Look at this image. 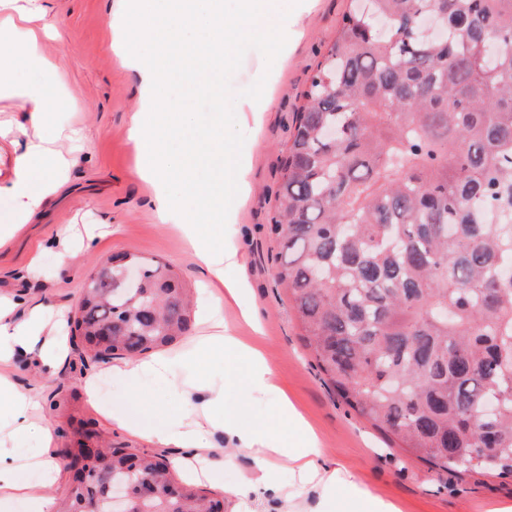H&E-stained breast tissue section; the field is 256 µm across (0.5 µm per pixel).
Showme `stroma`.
<instances>
[{"label": "stroma", "instance_id": "1", "mask_svg": "<svg viewBox=\"0 0 512 512\" xmlns=\"http://www.w3.org/2000/svg\"><path fill=\"white\" fill-rule=\"evenodd\" d=\"M37 3L52 26L43 50L54 69L21 68L16 80L22 85L77 88V104H60L59 127L83 129L86 142L77 152L78 163L64 197L41 220L26 225L0 247V296L19 300L17 315L21 318L39 305L48 324H55L61 316L73 319L84 286L100 261L120 252L166 263L185 287L198 291L205 277L203 268L186 252L180 230L160 223L155 206L158 186L138 175L140 159L128 130L144 93L139 73L112 48V13L117 0ZM351 6L352 0H276L274 10L256 15L251 25L262 30L287 21V59L276 61L273 49L262 39L244 40L236 46L235 63L226 69L220 88L212 94L197 93L194 99L193 112L205 120L217 106L235 112L261 87L270 89L262 123L246 114L224 127L225 147L248 168L251 180L248 197L234 221L224 227V248L237 253L235 263L225 264L224 276L245 275L242 301L259 310L262 329L254 331L241 318L239 303L225 302L221 316L231 335L263 351L278 384L316 430L323 455L356 475L357 488L337 485L334 512H355L356 494L361 489L397 501L401 512H484L485 504L512 501V478L440 470L393 447L328 386L300 336L287 292L274 279L270 256L276 244L268 237L266 226L278 204L281 159L309 78ZM106 224L111 225L112 234L100 238L90 255L78 256L66 268L59 265L52 244L62 230H69L71 244L77 247L88 232ZM200 334V327H193L190 335L163 347V354L175 358L169 377L147 375L134 385L109 376L104 363H85L76 338L68 339L69 358L55 375L41 374L23 358L0 365V375L34 397L36 425L53 429L52 454L61 471L57 482L45 488L46 495L57 500L68 493L71 478L63 451L75 447L84 425L97 430L108 448L160 451L170 460L181 456V449H158L151 438L119 427L112 415L120 412L136 423L157 424L182 407L175 382L202 373L221 382L225 355H212L199 368L178 359ZM94 373L100 381L111 382L112 389L92 401L86 395L85 380ZM245 397L246 417L261 424L270 440H283L288 429L275 414L271 396L250 390ZM206 443L213 449L204 464L208 476L195 486L201 494L223 499L225 512H234L238 504L235 492L253 476L254 457L227 445L217 432L207 433ZM277 480L282 496L273 502L276 512H292L296 507L310 512L317 507L319 488L302 483L288 462L279 463Z\"/></svg>", "mask_w": 512, "mask_h": 512}]
</instances>
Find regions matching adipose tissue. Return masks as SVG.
Segmentation results:
<instances>
[{"label": "adipose tissue", "instance_id": "1", "mask_svg": "<svg viewBox=\"0 0 512 512\" xmlns=\"http://www.w3.org/2000/svg\"><path fill=\"white\" fill-rule=\"evenodd\" d=\"M270 0H237L238 20H224V0H119L113 14L118 32L117 48L141 74L152 95L148 104L135 112L129 138L142 161L139 175L161 185L157 211L162 223L181 225L188 254L204 268L206 281L200 291L199 311L213 334L205 351L230 352L246 367L226 370L223 382L213 383L198 377L184 385L181 394L186 407L175 419L153 426L149 434L159 444L186 449V458L177 460L187 480L199 478L196 468L207 452L203 434L217 430L234 448L248 451L256 460L253 477L241 492L242 498L260 502L280 495L275 463H291L300 479L322 488L337 481L354 484L352 474L342 473L335 461L323 457L314 430L297 412L284 392H276L279 417L290 420L293 434L281 444L265 442L262 428L246 420L241 407L230 401L231 389L244 386L253 390L274 389V372L263 354L234 337L225 335L222 320L216 319L225 297H238L240 282L224 281V238L213 232V225L233 216L237 191L248 184L247 170L224 152V137L217 133L205 138L196 133L188 119L186 98L171 97L164 89L177 82L197 90L216 87L225 68L234 63L233 50L242 39L251 37V18L271 9ZM40 12L20 6L19 0H0V90L14 92L20 108L29 112L30 126L0 125V149L24 141L25 152L17 157L10 178L0 179V196L11 199V224L0 228V245L7 243L25 224L36 220L64 183L69 160L49 147L42 133L56 129L60 98L76 100L71 88L53 91L42 84L17 86V69L31 67L45 70L51 65L39 44ZM38 134L28 137V127ZM40 162L44 177L40 187L31 183V164ZM182 180L183 191L167 192L165 186ZM226 287V296L215 295L217 287ZM15 303L0 299V364L44 347L40 357L43 369H53L67 354L66 338L60 329H47L39 311H32L24 321L14 318ZM0 405L9 418L0 423V512L21 497H35L37 512H51L53 501L34 496L32 488L20 477V468L8 441L28 434L30 411L35 402L29 392L0 381Z\"/></svg>", "mask_w": 512, "mask_h": 512}]
</instances>
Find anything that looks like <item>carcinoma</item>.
<instances>
[{
  "label": "carcinoma",
  "mask_w": 512,
  "mask_h": 512,
  "mask_svg": "<svg viewBox=\"0 0 512 512\" xmlns=\"http://www.w3.org/2000/svg\"><path fill=\"white\" fill-rule=\"evenodd\" d=\"M440 18L445 36L421 34ZM283 161L274 278L336 394L398 447L442 470L512 475V0H361L304 92ZM336 129L326 140L323 130ZM142 263L131 290L114 260ZM189 290L132 253L100 263L73 335L134 358L193 327ZM487 449L480 459L475 449ZM84 442L68 469L80 480ZM96 482L58 512H224L170 463L97 452Z\"/></svg>",
  "instance_id": "cac0c4a2"
}]
</instances>
